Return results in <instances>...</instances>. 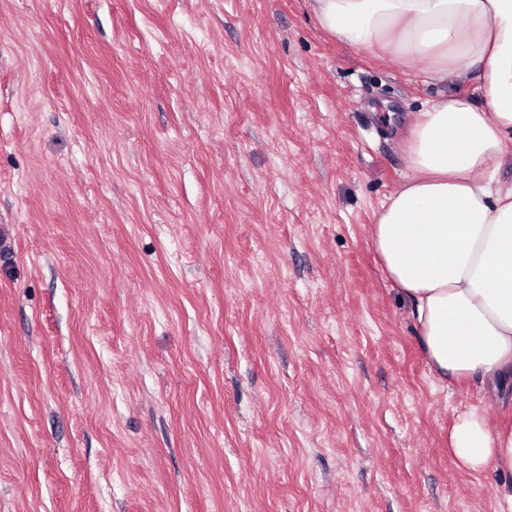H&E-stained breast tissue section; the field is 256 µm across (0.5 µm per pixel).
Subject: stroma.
<instances>
[{"label":"stroma","instance_id":"1","mask_svg":"<svg viewBox=\"0 0 512 512\" xmlns=\"http://www.w3.org/2000/svg\"><path fill=\"white\" fill-rule=\"evenodd\" d=\"M306 0H0V512H496L370 226L440 89Z\"/></svg>","mask_w":512,"mask_h":512}]
</instances>
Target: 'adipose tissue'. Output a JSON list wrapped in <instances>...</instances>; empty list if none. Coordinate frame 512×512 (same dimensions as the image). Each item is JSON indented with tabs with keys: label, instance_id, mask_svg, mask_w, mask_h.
<instances>
[{
	"label": "adipose tissue",
	"instance_id": "ef3b65f1",
	"mask_svg": "<svg viewBox=\"0 0 512 512\" xmlns=\"http://www.w3.org/2000/svg\"><path fill=\"white\" fill-rule=\"evenodd\" d=\"M333 39L429 81L472 84L409 116L408 173L370 240L407 300L420 350L441 381L512 383V184L496 173L512 144V0H308ZM448 454L461 469L512 477V426L459 412Z\"/></svg>",
	"mask_w": 512,
	"mask_h": 512
}]
</instances>
